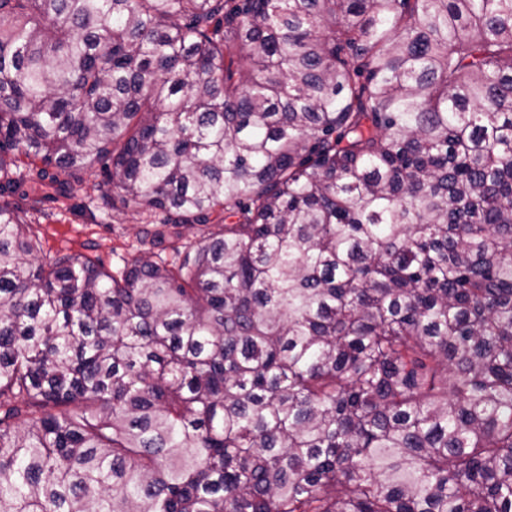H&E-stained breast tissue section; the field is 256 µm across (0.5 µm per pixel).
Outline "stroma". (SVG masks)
<instances>
[{
	"label": "stroma",
	"instance_id": "1",
	"mask_svg": "<svg viewBox=\"0 0 512 512\" xmlns=\"http://www.w3.org/2000/svg\"><path fill=\"white\" fill-rule=\"evenodd\" d=\"M12 203L30 212L43 237L40 257L50 261L63 253H82L106 268H115L131 260L140 248V231L146 224L134 208H113L98 195L75 194L64 203L34 205L32 198L12 196Z\"/></svg>",
	"mask_w": 512,
	"mask_h": 512
}]
</instances>
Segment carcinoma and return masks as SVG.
I'll list each match as a JSON object with an SVG mask.
<instances>
[{"label":"carcinoma","mask_w":512,"mask_h":512,"mask_svg":"<svg viewBox=\"0 0 512 512\" xmlns=\"http://www.w3.org/2000/svg\"><path fill=\"white\" fill-rule=\"evenodd\" d=\"M18 154L220 225L0 202V512H512V0H0ZM6 197L16 207L30 212L32 224H40L43 251L39 257L50 261L63 253L90 255L107 268L122 266L138 254L140 230L145 227V215L130 207L111 208L98 194L77 193L64 204L45 202L32 210L33 198Z\"/></svg>","instance_id":"1"}]
</instances>
